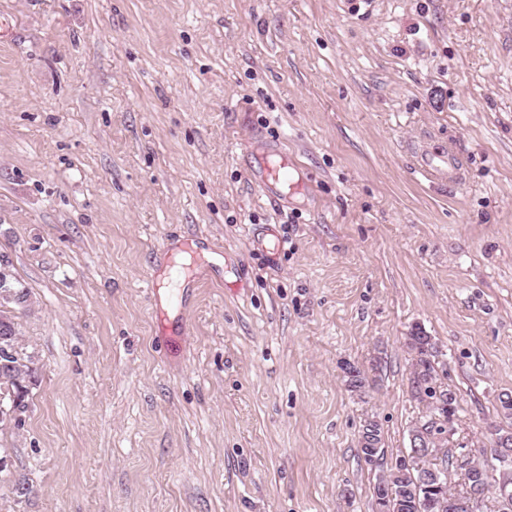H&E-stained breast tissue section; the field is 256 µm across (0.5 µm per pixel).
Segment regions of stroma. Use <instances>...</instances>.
<instances>
[{"label": "stroma", "instance_id": "stroma-1", "mask_svg": "<svg viewBox=\"0 0 512 512\" xmlns=\"http://www.w3.org/2000/svg\"><path fill=\"white\" fill-rule=\"evenodd\" d=\"M268 149L304 192L248 178ZM0 253L38 367L0 512H376L412 327L449 447L512 393V0H0ZM419 159L423 171L433 177L454 183L462 180L459 158L446 147L426 146L421 150ZM363 433H365L366 435L363 436ZM363 439L366 441V444H363V441H362ZM381 444H382L381 429L376 421L369 420L363 426L362 432H361L359 440H358L360 452L363 454L365 452L362 448H375V452L372 454L371 458L367 459V458L363 457L365 463L373 464L380 459V456L383 451Z\"/></svg>", "mask_w": 512, "mask_h": 512}]
</instances>
